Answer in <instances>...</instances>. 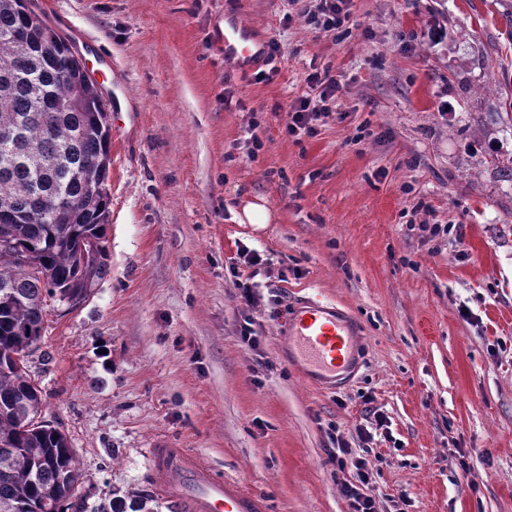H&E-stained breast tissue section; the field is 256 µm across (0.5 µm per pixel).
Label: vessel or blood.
I'll return each instance as SVG.
<instances>
[{"label":"vessel or blood","instance_id":"obj_1","mask_svg":"<svg viewBox=\"0 0 512 512\" xmlns=\"http://www.w3.org/2000/svg\"><path fill=\"white\" fill-rule=\"evenodd\" d=\"M263 56L262 43L232 23L224 30V58L242 70ZM288 358L324 389L344 381L359 353V329L342 309L309 298L295 303L285 321ZM151 466L157 492L179 512H266L263 502L224 482L199 458L179 448H155Z\"/></svg>","mask_w":512,"mask_h":512}]
</instances>
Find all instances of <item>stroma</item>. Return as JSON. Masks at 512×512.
Segmentation results:
<instances>
[{"label":"stroma","mask_w":512,"mask_h":512,"mask_svg":"<svg viewBox=\"0 0 512 512\" xmlns=\"http://www.w3.org/2000/svg\"><path fill=\"white\" fill-rule=\"evenodd\" d=\"M35 3L113 105L110 272L79 304L49 301L29 362L86 512L144 497L177 512L153 487L154 448L199 457L267 512H349L325 453L334 428L377 457L379 512H512V0H351L341 41L305 25L311 0ZM230 22L280 41L271 81L225 63ZM324 65L343 76L344 119L287 136ZM247 197L274 222L237 223ZM420 201L461 235L408 233ZM241 246L272 260L254 348L239 336ZM304 297L343 307L363 337L339 389L281 351ZM375 410L388 428L361 442Z\"/></svg>","instance_id":"35a3bbf8"}]
</instances>
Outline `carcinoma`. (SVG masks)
Segmentation results:
<instances>
[{"label": "carcinoma", "instance_id": "obj_1", "mask_svg": "<svg viewBox=\"0 0 512 512\" xmlns=\"http://www.w3.org/2000/svg\"><path fill=\"white\" fill-rule=\"evenodd\" d=\"M15 31L25 40L12 43ZM52 38L53 59L38 44ZM0 243L38 261L34 272L0 260V512H80V476L67 435L42 418V391L28 370L40 349L47 301L75 302L109 273L106 254L80 261L88 238L104 242L111 165L108 104L69 39L34 0H0ZM82 199L77 211L49 218L30 208L33 194Z\"/></svg>", "mask_w": 512, "mask_h": 512}]
</instances>
